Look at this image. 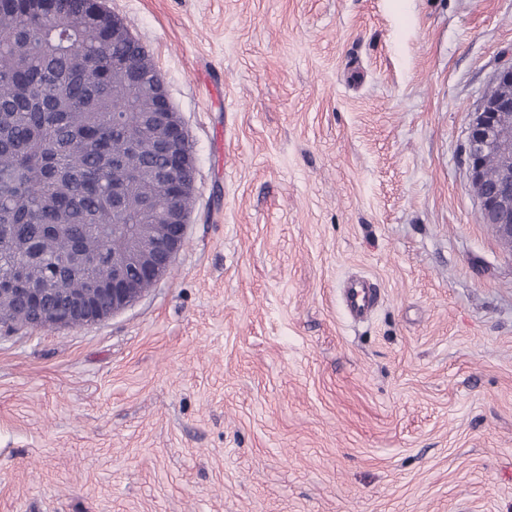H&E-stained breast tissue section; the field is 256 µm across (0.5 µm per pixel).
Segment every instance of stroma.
Listing matches in <instances>:
<instances>
[{
  "label": "stroma",
  "mask_w": 512,
  "mask_h": 512,
  "mask_svg": "<svg viewBox=\"0 0 512 512\" xmlns=\"http://www.w3.org/2000/svg\"><path fill=\"white\" fill-rule=\"evenodd\" d=\"M101 2L193 144L188 231L109 319L0 334V512H512V246L463 151L512 0ZM343 309L350 318L364 319L378 306L380 295L376 288L363 279H352L341 291Z\"/></svg>",
  "instance_id": "35a3bbf8"
}]
</instances>
